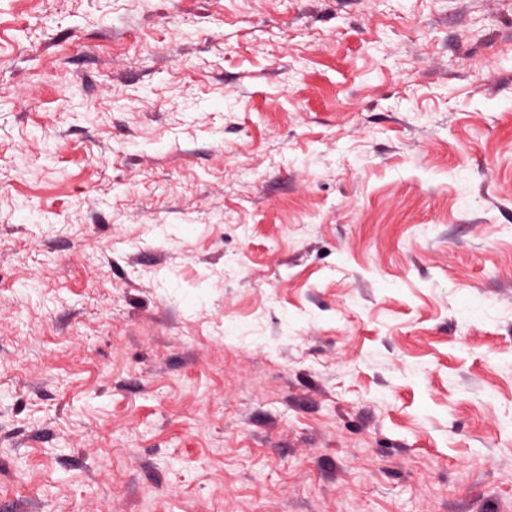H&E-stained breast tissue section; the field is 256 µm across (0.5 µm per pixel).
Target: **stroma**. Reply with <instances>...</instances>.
Returning a JSON list of instances; mask_svg holds the SVG:
<instances>
[{"mask_svg":"<svg viewBox=\"0 0 512 512\" xmlns=\"http://www.w3.org/2000/svg\"><path fill=\"white\" fill-rule=\"evenodd\" d=\"M0 512H512V0H0Z\"/></svg>","mask_w":512,"mask_h":512,"instance_id":"35a3bbf8","label":"stroma"}]
</instances>
